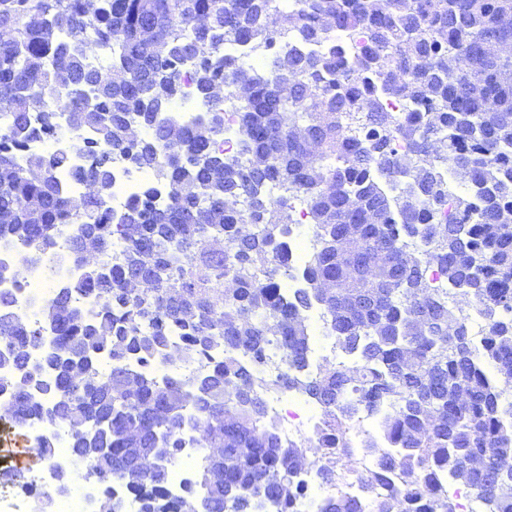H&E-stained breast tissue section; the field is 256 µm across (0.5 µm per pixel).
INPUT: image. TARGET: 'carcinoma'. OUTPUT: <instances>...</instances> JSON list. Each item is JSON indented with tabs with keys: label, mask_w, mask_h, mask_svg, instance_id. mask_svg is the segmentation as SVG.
I'll list each match as a JSON object with an SVG mask.
<instances>
[{
	"label": "carcinoma",
	"mask_w": 512,
	"mask_h": 512,
	"mask_svg": "<svg viewBox=\"0 0 512 512\" xmlns=\"http://www.w3.org/2000/svg\"><path fill=\"white\" fill-rule=\"evenodd\" d=\"M336 33L364 35L366 51L343 59L329 46ZM228 37L269 56L268 68L224 55ZM290 37L324 49L292 51ZM504 43L512 0H302L291 11L276 0H0V239L26 247L4 277L44 259L70 224L80 267L36 321L11 313L0 293V392L10 394L0 420L66 424L82 477L104 487L96 512H120L114 483L140 512H183L195 497L220 512H293L306 496L305 448L280 434L264 400L293 393L327 417L313 437L324 449L320 482L334 492L319 512H364L366 501L372 512H462L450 484L477 493L486 512H512V478L487 473H512ZM188 65L206 112L192 128L171 107ZM395 97L409 114L389 108ZM64 103L85 166L67 150L27 152L34 135L58 134ZM227 107L240 113L242 162L217 146ZM137 126L150 134L133 136ZM115 158L154 174L121 213L109 207ZM448 165L469 191H448ZM64 168L98 187L77 208L55 179ZM295 193L315 249L301 271L307 287L290 294L279 272ZM85 237L103 243L92 260L80 256ZM415 242L447 291L430 286ZM450 290L483 322L480 344ZM76 291L98 305L75 306ZM313 306L344 360L311 373ZM34 348L45 349L36 367ZM161 363L195 371L159 385L150 372ZM362 414L378 418L380 434L354 447L348 430ZM189 428L200 466L175 502L152 457L176 465ZM346 475L363 495L338 490Z\"/></svg>",
	"instance_id": "cac0c4a2"
}]
</instances>
